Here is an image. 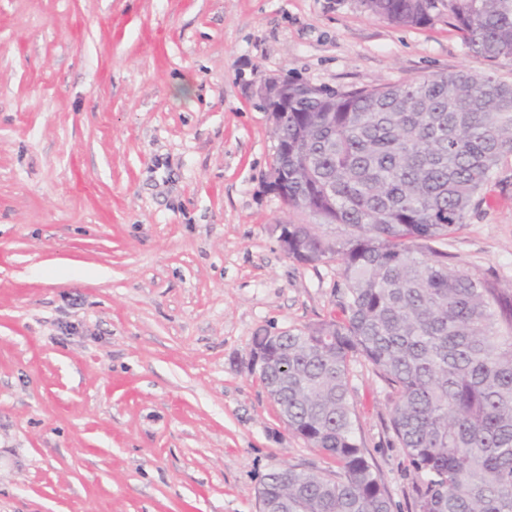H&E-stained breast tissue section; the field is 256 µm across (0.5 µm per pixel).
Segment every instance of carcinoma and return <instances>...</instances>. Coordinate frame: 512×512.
Segmentation results:
<instances>
[{
	"label": "carcinoma",
	"mask_w": 512,
	"mask_h": 512,
	"mask_svg": "<svg viewBox=\"0 0 512 512\" xmlns=\"http://www.w3.org/2000/svg\"><path fill=\"white\" fill-rule=\"evenodd\" d=\"M401 27L448 13L489 66L512 59V0H362ZM288 201L332 224H290L288 257L334 261L341 315L253 337L288 429L336 459L322 475L276 466L274 512H392L353 437L350 373L363 359L397 394L393 429L417 512H512V295L436 248L512 154V81L460 70L288 99Z\"/></svg>",
	"instance_id": "carcinoma-1"
}]
</instances>
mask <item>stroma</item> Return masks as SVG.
Segmentation results:
<instances>
[{
  "label": "stroma",
  "mask_w": 512,
  "mask_h": 512,
  "mask_svg": "<svg viewBox=\"0 0 512 512\" xmlns=\"http://www.w3.org/2000/svg\"><path fill=\"white\" fill-rule=\"evenodd\" d=\"M489 66L446 15L361 0H0V512H259L275 466L327 473L249 367L252 338L338 314L335 264L281 224L255 90ZM445 250L512 292V156ZM356 440L416 512L396 393L351 376Z\"/></svg>",
  "instance_id": "obj_1"
}]
</instances>
